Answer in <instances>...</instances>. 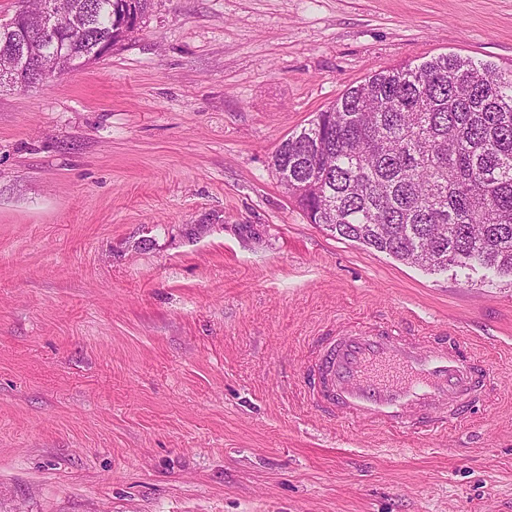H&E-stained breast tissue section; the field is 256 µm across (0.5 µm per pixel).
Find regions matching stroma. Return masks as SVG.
Segmentation results:
<instances>
[{"label":"stroma","mask_w":512,"mask_h":512,"mask_svg":"<svg viewBox=\"0 0 512 512\" xmlns=\"http://www.w3.org/2000/svg\"><path fill=\"white\" fill-rule=\"evenodd\" d=\"M444 54L512 70V0H153L0 88V512H512V281L334 237L270 165ZM335 323L448 332L489 398L435 433L320 416Z\"/></svg>","instance_id":"35a3bbf8"}]
</instances>
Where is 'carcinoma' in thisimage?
Masks as SVG:
<instances>
[{"mask_svg": "<svg viewBox=\"0 0 512 512\" xmlns=\"http://www.w3.org/2000/svg\"><path fill=\"white\" fill-rule=\"evenodd\" d=\"M53 13L52 32L18 36L0 22V59L32 64L41 82L56 52L67 70L131 33L113 17L143 20L151 0H70L72 28L55 0H25ZM271 167L312 224L429 271L481 266L512 278V74L441 55L375 74L349 88L277 146Z\"/></svg>", "mask_w": 512, "mask_h": 512, "instance_id": "1", "label": "carcinoma"}]
</instances>
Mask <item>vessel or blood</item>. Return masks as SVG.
<instances>
[{
  "mask_svg": "<svg viewBox=\"0 0 512 512\" xmlns=\"http://www.w3.org/2000/svg\"><path fill=\"white\" fill-rule=\"evenodd\" d=\"M487 365L454 346L419 341L404 332L351 329L324 337L303 383L314 409L371 419L393 430L421 422L446 425L486 397Z\"/></svg>",
  "mask_w": 512,
  "mask_h": 512,
  "instance_id": "1",
  "label": "vessel or blood"
}]
</instances>
